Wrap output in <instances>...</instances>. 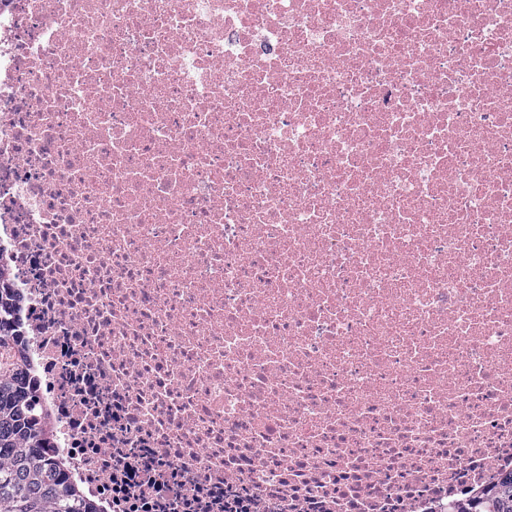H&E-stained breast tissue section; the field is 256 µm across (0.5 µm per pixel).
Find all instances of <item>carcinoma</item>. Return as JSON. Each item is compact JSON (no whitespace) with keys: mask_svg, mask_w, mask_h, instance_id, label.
<instances>
[{"mask_svg":"<svg viewBox=\"0 0 512 512\" xmlns=\"http://www.w3.org/2000/svg\"><path fill=\"white\" fill-rule=\"evenodd\" d=\"M8 278L0 265V350L12 353V362L0 367V512H97L55 458L49 416L37 410L27 344L15 333L19 298L5 287ZM456 512H512V472L486 490L478 508Z\"/></svg>","mask_w":512,"mask_h":512,"instance_id":"cac0c4a2","label":"carcinoma"}]
</instances>
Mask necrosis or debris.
I'll list each match as a JSON object with an SVG mask.
<instances>
[{"instance_id":"obj_1","label":"necrosis or debris","mask_w":512,"mask_h":512,"mask_svg":"<svg viewBox=\"0 0 512 512\" xmlns=\"http://www.w3.org/2000/svg\"><path fill=\"white\" fill-rule=\"evenodd\" d=\"M0 263L101 512H448L512 471V0H0Z\"/></svg>"}]
</instances>
